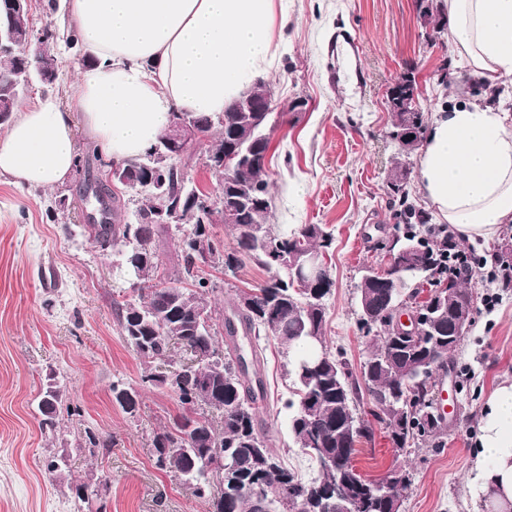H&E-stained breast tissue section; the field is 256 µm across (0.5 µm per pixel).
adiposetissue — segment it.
Returning a JSON list of instances; mask_svg holds the SVG:
<instances>
[{"instance_id": "adipose-tissue-1", "label": "adipose tissue", "mask_w": 512, "mask_h": 512, "mask_svg": "<svg viewBox=\"0 0 512 512\" xmlns=\"http://www.w3.org/2000/svg\"><path fill=\"white\" fill-rule=\"evenodd\" d=\"M448 39L484 83L512 77V0H444ZM85 64L68 102L52 95L0 133V176L62 183L73 115L116 162L143 154L173 113H223L273 59L276 0H64ZM424 202L460 239L512 223V117L468 102L435 112L419 157ZM473 512H512V381L488 397L475 450Z\"/></svg>"}]
</instances>
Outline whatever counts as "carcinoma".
I'll use <instances>...</instances> for the list:
<instances>
[{
	"label": "carcinoma",
	"mask_w": 512,
	"mask_h": 512,
	"mask_svg": "<svg viewBox=\"0 0 512 512\" xmlns=\"http://www.w3.org/2000/svg\"><path fill=\"white\" fill-rule=\"evenodd\" d=\"M3 36L27 38L31 28L26 15L0 19ZM57 64L46 51L25 62L16 54L0 53V117L10 121L19 101L16 83L41 68V62ZM205 134L217 133L209 149L235 155L232 166L221 170L224 209L235 247L227 248L210 230L208 212L190 224L171 226L154 221L156 200L152 191L142 193L144 203L135 212V222L108 221L89 225L90 234L102 249L123 248L127 273L134 278V298L122 304L120 325L126 342L143 364L172 357L179 349L188 355L201 353L195 364L180 361L173 378L146 370L145 383L170 386L182 412L173 423L152 439L155 465L194 486L195 497L209 503L212 512H275L279 505L287 512H344L348 499L360 503L361 512H390L401 501L406 485H387L377 492L356 482L353 458L357 444L373 436L370 422L356 413L365 403L381 420L395 447L405 450L430 442L441 429L434 413L432 377L447 364L458 342L448 338V301L468 302L467 289L460 282L438 274L437 266L448 256V235L430 223L428 214L408 203L407 172L396 170L389 182L393 201L400 208L403 223L396 225L388 249L389 269L399 273L403 284L423 276L431 288L439 290L432 303H416L426 319V335L419 343L391 336L380 322L389 306V289L377 275L364 277L358 285V302L374 311H360L359 323L375 332L372 348L354 378L348 362L328 351L325 340V298L333 280L301 286L287 274L278 258L290 252L330 253L334 236L321 224H304L297 229L277 228L269 223L271 195L260 154L270 142L268 128L281 113L234 112L226 123L219 116L194 114ZM155 162L149 153L122 164L124 179L143 183ZM173 191L200 192L187 183L181 170L170 173ZM179 232L182 275L159 273V250L170 231ZM244 255L258 265L277 271L264 285L253 289L249 304L238 303L237 317L247 334L259 339L272 336L286 353V375L293 380L290 433L296 447L317 448L322 455L340 460L338 468L323 471L311 482L299 479L282 467L257 430L256 402L263 395L262 384L246 379L248 365L241 348H224L218 342L212 309L205 298L209 281L198 275L199 265H221L234 269ZM285 274H279V271ZM191 283L186 287L185 283ZM427 365L429 371L417 377L411 372ZM61 385L49 383L37 404L40 428L53 430ZM114 401L127 414L138 407L139 391L122 383L112 384ZM112 441L88 430L77 448H109Z\"/></svg>",
	"instance_id": "obj_1"
}]
</instances>
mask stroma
Listing matches in <instances>:
<instances>
[{
  "label": "stroma",
  "mask_w": 512,
  "mask_h": 512,
  "mask_svg": "<svg viewBox=\"0 0 512 512\" xmlns=\"http://www.w3.org/2000/svg\"><path fill=\"white\" fill-rule=\"evenodd\" d=\"M277 53L263 80L282 117L270 130L265 164L270 221L282 228L323 224L335 243L327 263L334 282L327 300L329 351L359 370L370 338L359 326L357 286L366 270H386L384 248L395 232L388 182L407 172L415 207L424 201L416 182L418 152L403 153L391 139L387 87L413 69L424 119L440 107L494 99L512 115V80L498 91L476 86L446 32L430 34L416 0H276ZM35 31L50 30L58 59L52 87L33 84L28 98L52 94L67 102L80 68L66 43L59 0H32ZM77 159L69 178L29 188L0 177V512H209L174 474L155 466L152 439L180 406L167 386L143 382L146 370L123 336L118 305L131 295L119 249L103 250L88 232L97 202H84L88 182L106 177L101 153L81 117L73 119ZM216 326L232 315L239 291L263 285L270 271L243 260L234 270L205 267ZM475 297L472 324L448 359L445 379L454 407L438 445L405 453L393 447L381 423L354 457L358 472L377 479L403 469L409 485L400 512H471L472 448L480 409L496 386L512 377V292L495 308L492 284L468 281ZM264 398L259 431L285 467L317 478L312 461L289 439V380L276 341L260 337ZM61 384L56 427L41 433L37 403L48 377ZM137 388L136 414L112 401L114 382ZM92 428L111 439L95 454H75L79 432ZM67 455L64 478L49 471ZM109 480L108 489L81 502L72 485Z\"/></svg>",
  "instance_id": "stroma-1"
}]
</instances>
